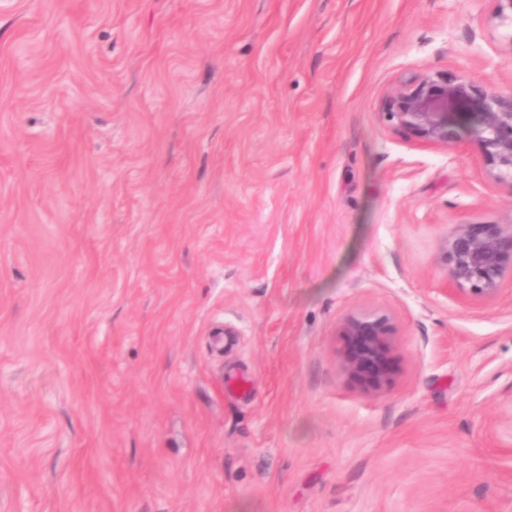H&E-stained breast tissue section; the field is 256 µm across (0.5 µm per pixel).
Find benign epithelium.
<instances>
[{
    "instance_id": "1",
    "label": "benign epithelium",
    "mask_w": 512,
    "mask_h": 512,
    "mask_svg": "<svg viewBox=\"0 0 512 512\" xmlns=\"http://www.w3.org/2000/svg\"><path fill=\"white\" fill-rule=\"evenodd\" d=\"M491 25L512 43V0H496ZM466 109L467 126L454 121V110ZM384 115L390 125L417 141L442 149L469 133L493 181L512 189V89L446 71L418 75L387 95ZM439 262L457 294L477 300L494 298L504 279L512 277V225L464 223L448 231ZM341 366L362 386L380 391L393 377L398 328L380 311L347 317Z\"/></svg>"
}]
</instances>
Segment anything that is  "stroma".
Wrapping results in <instances>:
<instances>
[{"instance_id": "1", "label": "stroma", "mask_w": 512, "mask_h": 512, "mask_svg": "<svg viewBox=\"0 0 512 512\" xmlns=\"http://www.w3.org/2000/svg\"><path fill=\"white\" fill-rule=\"evenodd\" d=\"M496 0H0V512H512V224L432 70L512 87ZM390 313L395 376L341 368ZM439 262L450 290L477 300L494 298L504 279L512 278V225H454L441 243ZM344 339L341 366L362 386L380 391L393 377V354L398 328L393 318L380 311L347 317L340 327Z\"/></svg>"}]
</instances>
